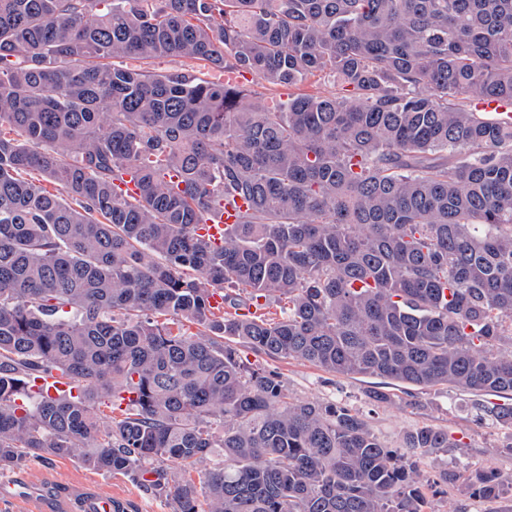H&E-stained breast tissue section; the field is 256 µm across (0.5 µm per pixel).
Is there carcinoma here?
Returning a JSON list of instances; mask_svg holds the SVG:
<instances>
[{
	"mask_svg": "<svg viewBox=\"0 0 512 512\" xmlns=\"http://www.w3.org/2000/svg\"><path fill=\"white\" fill-rule=\"evenodd\" d=\"M94 2L0 0V469L76 455L174 512L512 497L493 468L420 471L460 447L448 431L393 448L238 352L512 396V122L477 108L512 102V0H111L93 17ZM165 56L346 94L261 106L111 63ZM237 199L221 244L205 240ZM48 376L68 392L32 390ZM105 408L121 418L102 430ZM476 411L512 427V403Z\"/></svg>",
	"mask_w": 512,
	"mask_h": 512,
	"instance_id": "obj_1",
	"label": "carcinoma"
}]
</instances>
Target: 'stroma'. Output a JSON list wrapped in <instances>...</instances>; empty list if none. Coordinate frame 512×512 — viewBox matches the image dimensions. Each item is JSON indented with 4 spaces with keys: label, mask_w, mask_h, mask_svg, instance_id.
<instances>
[{
    "label": "stroma",
    "mask_w": 512,
    "mask_h": 512,
    "mask_svg": "<svg viewBox=\"0 0 512 512\" xmlns=\"http://www.w3.org/2000/svg\"><path fill=\"white\" fill-rule=\"evenodd\" d=\"M239 85L252 91L255 100L284 103L301 95L337 96V83L319 76L292 85L270 86L252 73L240 72ZM251 363L279 373L289 395L300 401L344 404L366 415L375 432L389 445H397L405 430L422 424L453 432L463 441L452 452H438L422 464L424 473L452 468L458 471L490 466L503 475H512V453L503 444L512 438V429L492 421H479L469 397L447 387L420 390L383 379H347L322 371L307 363L288 358L269 359L250 355ZM387 390L391 399L378 405L369 394ZM95 493L118 497L125 512H173L174 505L126 475H112L90 469L77 457L33 459L19 469H0V512H63L81 496ZM435 512H512V499L484 501L460 495L457 489L434 496Z\"/></svg>",
    "instance_id": "35a3bbf8"
}]
</instances>
